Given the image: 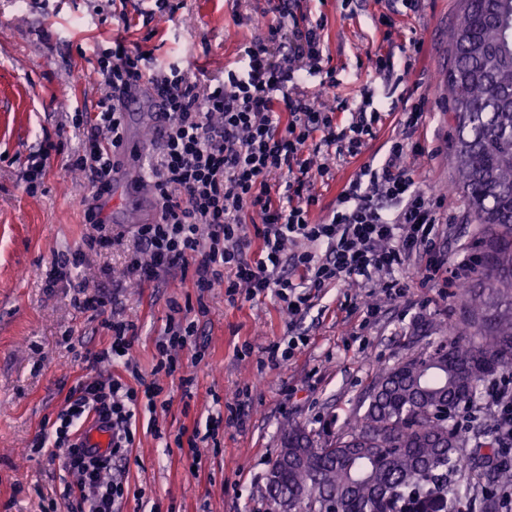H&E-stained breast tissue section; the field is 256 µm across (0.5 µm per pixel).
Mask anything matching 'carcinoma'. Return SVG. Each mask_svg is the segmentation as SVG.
<instances>
[{"instance_id": "1", "label": "carcinoma", "mask_w": 512, "mask_h": 512, "mask_svg": "<svg viewBox=\"0 0 512 512\" xmlns=\"http://www.w3.org/2000/svg\"><path fill=\"white\" fill-rule=\"evenodd\" d=\"M448 109L457 183L475 221L489 229L465 302L462 337L408 356L375 377L362 414L321 442L305 427L280 429L288 457L267 485L269 512H457L472 476L493 454L466 458L444 408L475 398L512 367V0H461L450 36Z\"/></svg>"}]
</instances>
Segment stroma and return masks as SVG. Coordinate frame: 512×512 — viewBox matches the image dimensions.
I'll list each match as a JSON object with an SVG mask.
<instances>
[{
  "label": "stroma",
  "mask_w": 512,
  "mask_h": 512,
  "mask_svg": "<svg viewBox=\"0 0 512 512\" xmlns=\"http://www.w3.org/2000/svg\"><path fill=\"white\" fill-rule=\"evenodd\" d=\"M181 2L173 17L146 18L136 0H127V12L137 20L128 29L114 17L112 0H0V512H41L42 497H59L55 465L29 458L28 448L39 432L51 430L79 378L111 371L108 364L92 368L84 360L86 352L108 343L111 309L78 308L67 282L47 285L46 271L94 234L86 220L89 207L106 223L127 229L155 216L151 197H134L119 181L102 198L87 197L82 172L67 167L82 140L71 122L75 108L94 112L101 100L96 51L120 36L130 47L152 51L157 63L178 57L208 75L235 62L239 42L264 34L267 0ZM307 7L327 19L325 50L343 70L337 93L350 101L375 78L369 55L422 41L421 61L404 89L427 100L417 175L422 187L448 191L444 254L447 269L456 270L464 256L476 253L482 236L455 185V128L445 93L458 0H422L414 14L398 11L395 0H359L351 13L339 0H309ZM381 12L392 16L391 36L374 26L372 18ZM48 141L59 151L41 191L28 194L24 162ZM132 246L127 240L86 252L77 274L88 294L119 299L121 317L136 326L132 353L139 370L150 372L155 363L156 340L173 300L204 301L197 341L206 355L199 361L193 349L178 352L177 369L165 380L173 402L157 415L163 438L150 432L147 416L137 419L134 448L112 467L129 487L119 512H150L155 504L162 512H268L266 475L283 423L340 433L379 369L433 349L464 319L462 289L442 282L420 286L417 257L405 265L413 283L404 297L392 300L382 289L346 279L329 284L292 322L269 294L232 306L223 287L201 299L178 274L140 284L125 270ZM369 304L380 313L366 326ZM292 323L308 345L290 361L269 365L268 345ZM185 377L195 384L187 403L180 390ZM230 404L243 406L242 425L225 426L216 443L201 444L195 454L174 445L182 426Z\"/></svg>",
  "instance_id": "obj_1"
}]
</instances>
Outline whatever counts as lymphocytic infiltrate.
I'll return each mask as SVG.
<instances>
[{
	"label": "lymphocytic infiltrate",
	"instance_id": "obj_1",
	"mask_svg": "<svg viewBox=\"0 0 512 512\" xmlns=\"http://www.w3.org/2000/svg\"><path fill=\"white\" fill-rule=\"evenodd\" d=\"M269 11L274 19L265 22L263 37L238 47L241 68L220 76L197 75L180 59L155 67L151 52L129 49L121 39L98 56L99 109L72 118L84 133L72 165L85 173L92 198L112 188L126 98L146 84L168 107V130L147 167L157 217L132 229L136 247L126 257L128 275L145 284L188 273L198 293L223 285L231 304L270 293L292 319L311 308L327 283L342 278L402 297L409 282L401 272L414 255L425 259L418 270L422 283L439 279L444 198L419 186L412 163L423 153L415 137L426 118L423 103L403 107L401 132L385 160L360 165L332 213L313 221L315 182L330 180L338 164L360 155L377 138L382 115L369 86L356 103L309 97L303 88L308 77L320 76L331 91L341 83L339 69L323 54L325 20L313 18L302 0H270ZM248 221L255 230L251 238L244 231ZM170 309L157 361L146 376L131 359L135 325L109 320L110 342L91 361L110 363L112 373L77 380L52 431L35 436L33 457L57 463L64 483L63 501H49L42 512L62 506L112 512L127 494V485L110 476L112 463L134 447L140 410L148 411L153 427L157 409L171 405L159 376L173 372L176 351L197 334L178 302ZM486 407L493 440L511 449L512 387L492 385ZM88 426L108 432L107 455L90 448L83 435Z\"/></svg>",
	"mask_w": 512,
	"mask_h": 512
}]
</instances>
